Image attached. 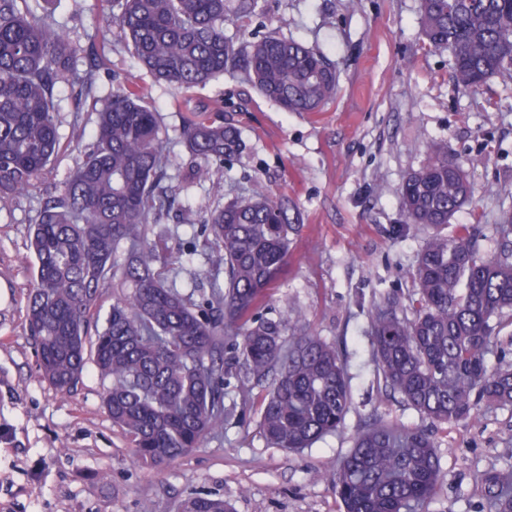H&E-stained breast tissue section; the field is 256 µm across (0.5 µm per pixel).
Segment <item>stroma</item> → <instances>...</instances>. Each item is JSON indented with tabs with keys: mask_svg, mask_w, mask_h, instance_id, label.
<instances>
[{
	"mask_svg": "<svg viewBox=\"0 0 512 512\" xmlns=\"http://www.w3.org/2000/svg\"><path fill=\"white\" fill-rule=\"evenodd\" d=\"M255 14L231 18L227 35L246 44L274 30L324 53L339 72L335 98L319 112H285L240 77L180 92L157 84L127 49L118 28L98 33L100 0H63L56 16L71 31L79 71L95 68L93 93L57 86L61 151L36 188L0 208V512H177L192 493L229 501L234 512H343L330 479L370 417L433 433L442 482L425 512H478L486 470L512 465V407L478 421L431 424L400 395L379 386L368 314L384 297L407 308L412 271L429 236L406 224L399 190L433 151L464 171L471 196L444 225L478 227L477 250L493 258L512 249L496 226L512 209V79L480 91L459 89L447 50L428 45L420 0H257ZM140 87L164 118L166 185L177 203L156 224L171 250L206 268L209 247L190 221L247 197L263 184L299 225L289 263L263 314L286 309L340 344L352 404L345 423L299 454L272 447L259 429L264 388L243 394V374L224 378L229 415L224 435L160 470L135 461L103 403V383L87 368L77 390L59 394L39 376L25 321L34 278L30 225L48 193L77 167L76 142L90 144L113 84ZM235 126L242 154L212 179L183 187L178 168L191 159L180 142L185 119L200 107Z\"/></svg>",
	"mask_w": 512,
	"mask_h": 512,
	"instance_id": "1",
	"label": "stroma"
}]
</instances>
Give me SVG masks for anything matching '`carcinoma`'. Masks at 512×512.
<instances>
[{
    "label": "carcinoma",
    "mask_w": 512,
    "mask_h": 512,
    "mask_svg": "<svg viewBox=\"0 0 512 512\" xmlns=\"http://www.w3.org/2000/svg\"><path fill=\"white\" fill-rule=\"evenodd\" d=\"M137 61L174 90L239 74L286 112H318L338 85L321 52L274 33L243 47L224 31L227 0H101ZM61 0H0V204L36 184L59 155V83L89 91L91 72L74 66L70 32L56 20ZM428 43L448 49L455 84L478 90L512 77V0H420ZM160 112L134 85H119L98 112L93 143L47 198L30 229L36 261L26 319L41 376L69 395L93 365L104 406L143 464L186 456L224 432V351L245 380L271 381L260 407L266 441L285 452L311 447L343 427L351 390L333 342L285 310L268 319L267 291L284 274L291 235L282 202L260 184L249 197L215 209L193 232L213 266L185 270V290L163 281L156 264L181 263L149 239L174 197ZM181 141L204 181L244 149L237 128L202 107ZM470 184L448 155L434 153L400 188L406 223L437 229L466 203ZM125 245L126 258L114 255ZM224 268V284L217 283ZM411 312L387 297L369 311L375 366L385 390L434 422L476 420L512 407V363L491 366L505 312L512 311V252L479 257L466 224L432 234L412 273ZM129 291L90 332L114 280ZM290 331L292 336L284 333ZM440 459L431 433L373 420L331 476L344 512H422L436 493ZM490 512H512V466L486 472ZM179 512H233L208 494L182 499Z\"/></svg>",
    "instance_id": "1"
}]
</instances>
